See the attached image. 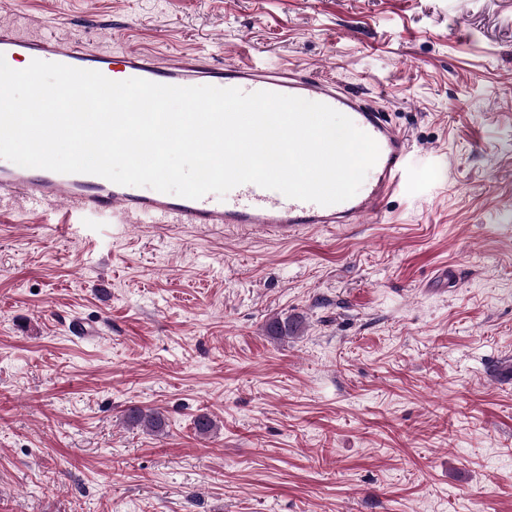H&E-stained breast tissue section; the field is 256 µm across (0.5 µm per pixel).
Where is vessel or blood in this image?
<instances>
[{
  "label": "vessel or blood",
  "instance_id": "obj_1",
  "mask_svg": "<svg viewBox=\"0 0 512 512\" xmlns=\"http://www.w3.org/2000/svg\"><path fill=\"white\" fill-rule=\"evenodd\" d=\"M0 55L11 68L42 60L95 70L104 76L122 72L173 86L205 82L246 93L270 91L331 106L350 118L379 146V158L363 187L347 201L320 205L285 197L253 183L239 185L226 195L206 194L187 199L149 187L125 186L92 174H62L18 166L0 158V195L23 201L29 211L63 204L62 216L104 215L116 224H194L238 228L282 239L322 224H355L382 212L401 188L410 146L404 133L380 108L343 88L336 80L315 77L290 67L271 69L255 63L215 66L196 53L160 59L153 48L85 47L58 34H33L11 26L0 28Z\"/></svg>",
  "mask_w": 512,
  "mask_h": 512
}]
</instances>
